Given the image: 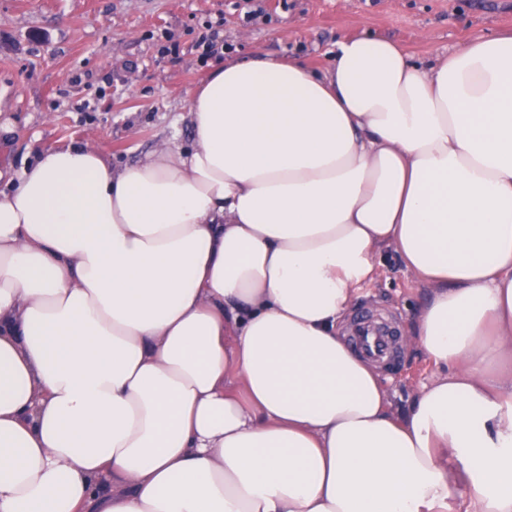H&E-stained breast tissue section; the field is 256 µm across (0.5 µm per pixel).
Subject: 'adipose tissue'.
<instances>
[{"mask_svg": "<svg viewBox=\"0 0 512 512\" xmlns=\"http://www.w3.org/2000/svg\"><path fill=\"white\" fill-rule=\"evenodd\" d=\"M188 117L0 190V512H512V33L229 62ZM384 248L443 369L402 413L338 330Z\"/></svg>", "mask_w": 512, "mask_h": 512, "instance_id": "obj_1", "label": "adipose tissue"}]
</instances>
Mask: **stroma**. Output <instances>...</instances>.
Wrapping results in <instances>:
<instances>
[{"label":"stroma","instance_id":"stroma-1","mask_svg":"<svg viewBox=\"0 0 512 512\" xmlns=\"http://www.w3.org/2000/svg\"><path fill=\"white\" fill-rule=\"evenodd\" d=\"M219 17V45L201 58L197 42ZM476 30L511 31L512 0H0V189L53 147L88 141L116 166L163 140L191 147L190 97L224 60L323 68L339 39L370 33L427 61ZM377 262L350 310L395 322L398 363L381 375L398 412L438 373L407 341L429 291L391 250Z\"/></svg>","mask_w":512,"mask_h":512}]
</instances>
